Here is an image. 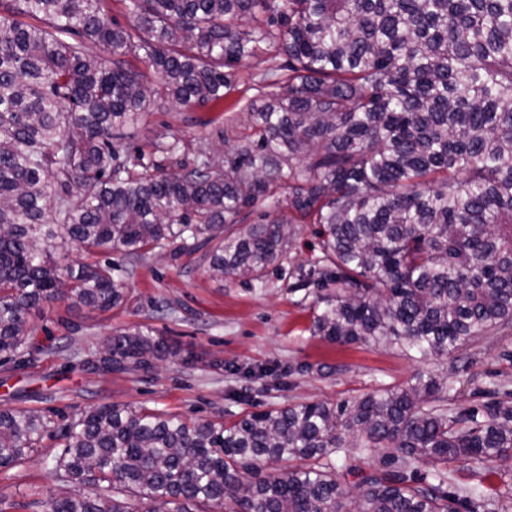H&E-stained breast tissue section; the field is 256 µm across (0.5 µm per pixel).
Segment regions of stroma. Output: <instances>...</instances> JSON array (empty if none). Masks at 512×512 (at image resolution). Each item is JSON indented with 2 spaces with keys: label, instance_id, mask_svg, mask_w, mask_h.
<instances>
[{
  "label": "stroma",
  "instance_id": "obj_1",
  "mask_svg": "<svg viewBox=\"0 0 512 512\" xmlns=\"http://www.w3.org/2000/svg\"><path fill=\"white\" fill-rule=\"evenodd\" d=\"M287 66V56L265 50L234 68L233 87L221 104L156 106L114 144L165 172L203 155L223 163L252 133L246 105L276 93V76ZM320 254L312 224L298 225L290 250L260 284L212 277L199 250L145 253L131 273L121 253L98 254V261L112 262L124 302L101 312L57 301L33 313L29 344L36 353L0 364V407L69 414L112 403L230 422L294 404L350 403L409 386L419 373L449 376L452 409L487 403L492 382L512 393V328L482 337L457 357L417 360L389 346L313 335L318 291L293 283L297 268ZM137 327L166 339L173 356L147 371L100 373L86 365L88 352L113 331ZM59 450L58 438H45L26 463L0 473V512H45L57 489L47 462ZM381 458L369 448L337 455L336 480L346 499L357 496L363 475L380 467Z\"/></svg>",
  "mask_w": 512,
  "mask_h": 512
}]
</instances>
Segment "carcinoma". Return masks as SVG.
Wrapping results in <instances>:
<instances>
[{
	"mask_svg": "<svg viewBox=\"0 0 512 512\" xmlns=\"http://www.w3.org/2000/svg\"><path fill=\"white\" fill-rule=\"evenodd\" d=\"M122 2L128 27L102 0H0V362L28 348L32 310L124 300L111 264L67 261L69 241L123 254L129 273L145 252L204 248L213 276L263 282L292 230L244 220L285 185L288 212L320 226L322 256L295 287L335 288L314 335L422 358L512 326V0ZM268 47L288 74L251 103L255 138L224 165L160 173L112 143L154 102L221 103L232 67ZM111 341L110 372L172 355L150 329ZM448 388L419 375L352 405L230 424L0 408V472L55 435L52 474L70 490L49 512H498L495 495L452 483L453 466L512 455V405L452 410ZM355 437L388 453L349 509L333 456ZM282 459L287 478L258 477L259 461Z\"/></svg>",
	"mask_w": 512,
	"mask_h": 512,
	"instance_id": "carcinoma-1",
	"label": "carcinoma"
}]
</instances>
